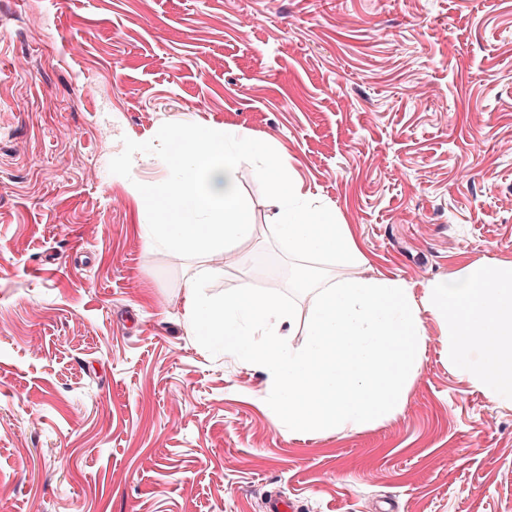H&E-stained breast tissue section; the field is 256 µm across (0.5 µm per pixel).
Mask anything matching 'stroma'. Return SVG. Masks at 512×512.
<instances>
[{"label": "stroma", "instance_id": "35a3bbf8", "mask_svg": "<svg viewBox=\"0 0 512 512\" xmlns=\"http://www.w3.org/2000/svg\"><path fill=\"white\" fill-rule=\"evenodd\" d=\"M166 122L273 147L354 275L419 297L512 260V0H0V512H512V404L449 368L436 318L401 412L347 435L289 437L264 373L189 335L211 262L148 248L128 191L169 170L109 171ZM239 179L256 235L208 292L287 291Z\"/></svg>", "mask_w": 512, "mask_h": 512}]
</instances>
